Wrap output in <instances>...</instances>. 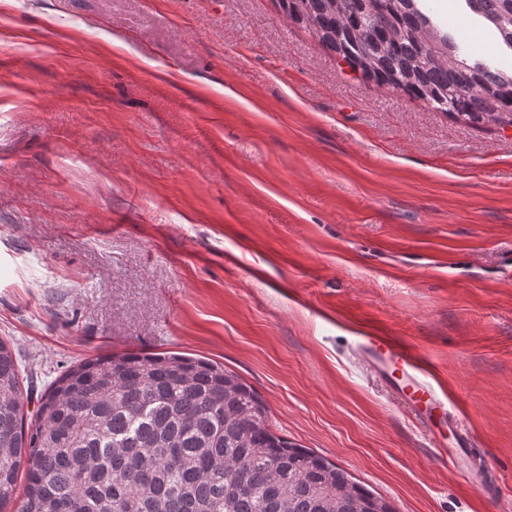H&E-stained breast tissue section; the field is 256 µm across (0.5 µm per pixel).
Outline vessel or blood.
Segmentation results:
<instances>
[{"label":"vessel or blood","mask_w":512,"mask_h":512,"mask_svg":"<svg viewBox=\"0 0 512 512\" xmlns=\"http://www.w3.org/2000/svg\"><path fill=\"white\" fill-rule=\"evenodd\" d=\"M366 363L385 377L402 399L414 401L416 414L424 421L438 417L446 419L455 436L451 447L445 448L443 457L454 468L466 472L472 481H481L487 472L484 461L476 455L473 435L459 430L451 420L445 401L427 381L418 354L393 337L367 335L361 342Z\"/></svg>","instance_id":"obj_1"}]
</instances>
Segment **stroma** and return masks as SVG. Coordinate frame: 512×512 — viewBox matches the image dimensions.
Listing matches in <instances>:
<instances>
[{"label":"stroma","mask_w":512,"mask_h":512,"mask_svg":"<svg viewBox=\"0 0 512 512\" xmlns=\"http://www.w3.org/2000/svg\"><path fill=\"white\" fill-rule=\"evenodd\" d=\"M413 348L496 499L360 358ZM0 337L43 393L224 365L395 512H512V128L340 66L278 0H0Z\"/></svg>","instance_id":"1"}]
</instances>
